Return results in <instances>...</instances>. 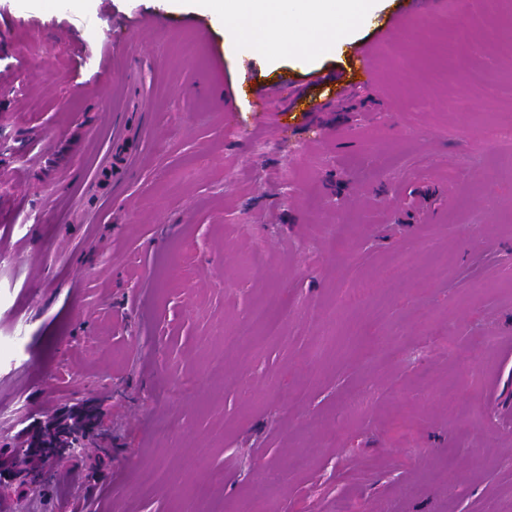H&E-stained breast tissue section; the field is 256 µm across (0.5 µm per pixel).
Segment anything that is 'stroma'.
I'll use <instances>...</instances> for the list:
<instances>
[{
	"label": "stroma",
	"instance_id": "35a3bbf8",
	"mask_svg": "<svg viewBox=\"0 0 512 512\" xmlns=\"http://www.w3.org/2000/svg\"><path fill=\"white\" fill-rule=\"evenodd\" d=\"M403 2L363 85L200 0H0V457L84 403L91 512H512V0H434L392 58ZM265 326V314L261 309L252 313L248 322L237 333V336H223L224 346L233 351L243 352L250 344L254 331Z\"/></svg>",
	"mask_w": 512,
	"mask_h": 512
}]
</instances>
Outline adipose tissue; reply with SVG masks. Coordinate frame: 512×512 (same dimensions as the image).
Instances as JSON below:
<instances>
[{
	"instance_id": "obj_1",
	"label": "adipose tissue",
	"mask_w": 512,
	"mask_h": 512,
	"mask_svg": "<svg viewBox=\"0 0 512 512\" xmlns=\"http://www.w3.org/2000/svg\"><path fill=\"white\" fill-rule=\"evenodd\" d=\"M370 0H203L213 18L233 23L258 55L301 49L317 56L334 47L367 14Z\"/></svg>"
}]
</instances>
